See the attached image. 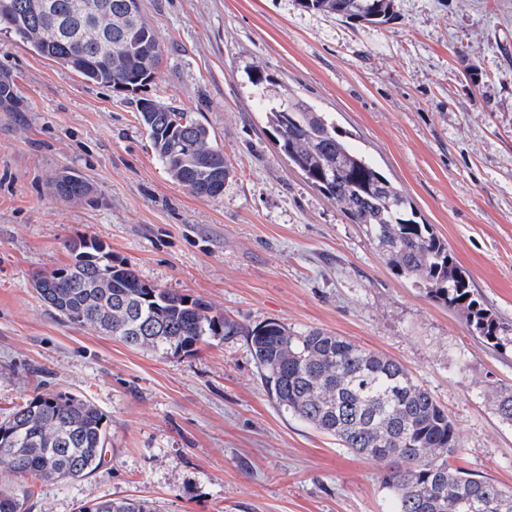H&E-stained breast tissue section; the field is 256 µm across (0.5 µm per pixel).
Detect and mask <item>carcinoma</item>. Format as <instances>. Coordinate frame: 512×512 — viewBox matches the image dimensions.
Here are the masks:
<instances>
[{"instance_id": "cac0c4a2", "label": "carcinoma", "mask_w": 512, "mask_h": 512, "mask_svg": "<svg viewBox=\"0 0 512 512\" xmlns=\"http://www.w3.org/2000/svg\"><path fill=\"white\" fill-rule=\"evenodd\" d=\"M38 0H3L19 23L3 24L39 55L116 92L135 91L156 78L162 56L154 28L137 11L138 44L123 46L128 0H104L88 28L56 35L34 8ZM54 14L79 24L86 0H48ZM308 10L380 26L393 18V0H300ZM157 159L171 181L198 197L221 195L228 169L224 151L208 127L185 109L144 100L137 107ZM267 124L280 152L353 224L364 226L397 275L431 297L459 308L484 342L503 349L509 327L482 306L468 273L432 225L419 223L404 189L390 180L326 113L306 100L274 94ZM56 193L90 199L81 175L55 177ZM82 238L66 247L71 263L34 278L44 302L66 323L111 336L124 345L162 355L195 351L209 336H245L276 406L328 433L349 452L385 462L382 483L396 512H457L462 500L479 512H512V490L455 468L462 447L455 424L433 394L397 360L343 336L318 329L296 331L278 321L254 327L215 315L202 299L144 282L129 265L112 263L105 246L85 250ZM500 417L512 423V388L500 392ZM18 429L20 450L0 454V468L19 476L76 480L100 465L110 434L104 414L89 400L67 392L39 393L14 407L0 428ZM24 487L0 492V512H26ZM81 512H158L150 499H112Z\"/></svg>"}]
</instances>
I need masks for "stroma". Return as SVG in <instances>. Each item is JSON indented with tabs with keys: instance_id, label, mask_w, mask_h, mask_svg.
I'll return each instance as SVG.
<instances>
[{
	"instance_id": "obj_1",
	"label": "stroma",
	"mask_w": 512,
	"mask_h": 512,
	"mask_svg": "<svg viewBox=\"0 0 512 512\" xmlns=\"http://www.w3.org/2000/svg\"><path fill=\"white\" fill-rule=\"evenodd\" d=\"M162 48L154 81L118 93L84 82L0 32V417L44 391L105 415L102 465L29 487L31 512L147 498L161 512H391L385 466L279 411L245 337L161 356L64 323L33 276L71 261L67 242L104 243L145 282L246 324L319 328L396 358L447 409L457 466L512 490V350L386 264L362 225L278 149L247 76L330 113L406 191L466 268L484 308L512 324V0H395L362 27L299 0H141ZM476 66L463 73L455 49ZM146 98L197 113L230 165L223 194L171 182L138 119ZM84 174L93 202L52 180Z\"/></svg>"
}]
</instances>
